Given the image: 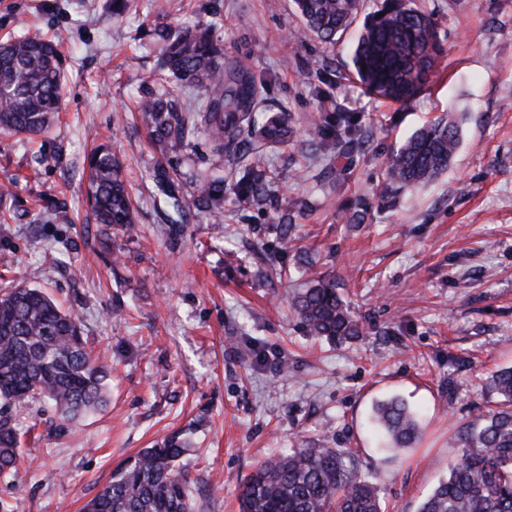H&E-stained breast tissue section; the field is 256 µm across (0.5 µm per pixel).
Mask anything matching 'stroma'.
I'll use <instances>...</instances> for the list:
<instances>
[{"label": "stroma", "mask_w": 512, "mask_h": 512, "mask_svg": "<svg viewBox=\"0 0 512 512\" xmlns=\"http://www.w3.org/2000/svg\"><path fill=\"white\" fill-rule=\"evenodd\" d=\"M445 52L439 78L407 105L368 95L351 76L355 31L335 44L290 31L293 0H0V43L64 32L63 104L42 135H0V292L23 283L77 316L112 367L100 411L65 421L48 404L13 410L35 427V451L0 480L19 512H83L115 466L183 433L194 512H239L238 489L263 461L324 438L354 453L384 512H417L460 450L452 444L487 378L512 366V0H424ZM211 26L224 52L247 59L264 107L298 128L331 112L355 115L362 150L328 160L308 143L248 155L271 171V204L224 193L214 221L185 183L182 223L153 172L164 157L138 121L157 92L156 29ZM461 142L447 172L374 200L386 162L417 127L447 110ZM110 144L137 203L136 230L94 223L87 156ZM346 167L334 186L325 173ZM371 198L362 223L346 211ZM307 199L295 241L281 247L287 204ZM335 278L364 334L309 335L290 308L313 279ZM402 398L422 434L401 455L369 425L375 402Z\"/></svg>", "instance_id": "1"}]
</instances>
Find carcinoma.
<instances>
[{
    "mask_svg": "<svg viewBox=\"0 0 512 512\" xmlns=\"http://www.w3.org/2000/svg\"><path fill=\"white\" fill-rule=\"evenodd\" d=\"M294 3L303 27L325 43H335L363 18L351 61L368 94L406 104L437 76L443 43L419 0H381L369 12L366 0ZM158 48L155 81L163 85L173 78L177 88L193 94L188 103L164 88L139 104L140 121L168 156V165L154 174L161 192L182 211L179 190L188 178L175 159L204 133L216 176L199 184L198 205L221 218L226 187L246 205L266 204L270 171L244 159L256 144L278 150L294 141L289 113L260 108L251 67L224 57L208 26L165 32ZM63 77L58 43L20 36L0 45V132L43 133L61 109ZM459 127L460 119L450 110L417 129L389 158L381 197L393 204L447 170L460 145ZM308 135L325 157L361 148L353 116L345 112L309 122ZM87 179L97 222L133 231V203L109 146L91 153ZM292 306L315 336L337 342L362 336L350 305L329 277L309 283ZM109 375L110 367L87 348L79 319L45 292L20 286L0 295V478L17 469L22 448L12 410L48 400L63 417L75 420L102 406ZM488 389L499 398L497 408L460 426L461 452L418 512H512V367L496 371ZM372 419L395 451L410 447L420 433L417 416L397 398L376 403ZM187 449L179 433L142 449L116 466L84 512H192L181 465ZM239 501L240 512H383L377 486L358 473L352 454L323 440L258 464L241 486Z\"/></svg>",
    "mask_w": 512,
    "mask_h": 512,
    "instance_id": "cac0c4a2",
    "label": "carcinoma"
}]
</instances>
